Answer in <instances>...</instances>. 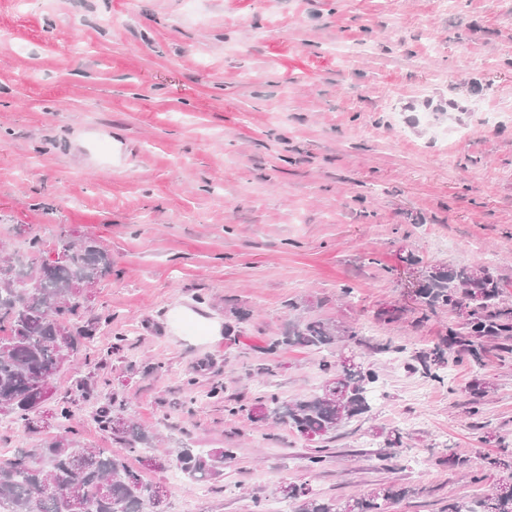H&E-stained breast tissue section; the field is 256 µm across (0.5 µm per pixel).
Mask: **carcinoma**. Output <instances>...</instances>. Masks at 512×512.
<instances>
[{
	"label": "carcinoma",
	"mask_w": 512,
	"mask_h": 512,
	"mask_svg": "<svg viewBox=\"0 0 512 512\" xmlns=\"http://www.w3.org/2000/svg\"><path fill=\"white\" fill-rule=\"evenodd\" d=\"M54 253L55 260L43 261L42 242L33 238L26 255L0 261L11 279L10 285L0 286V329L7 331L0 336V414L14 416L27 430L41 423L38 416L48 400L42 383L56 380L65 356L79 353L82 340L101 325L99 321L77 325L84 304L73 294L72 285L95 286L112 273V256L94 238L73 241L62 233ZM424 279L420 296L428 310L446 307L453 314L469 307L477 295L482 303L470 321L449 328L446 341L421 353L424 374L436 378L448 361L462 363L468 356L477 357L486 342L504 341L501 361L512 356V347L505 344L512 339V307L503 305V285L484 263L443 271L431 267ZM356 336L350 327L307 318L292 324L280 343L331 350ZM322 370L328 377L320 389L290 400L272 394L257 401L256 407L266 412L265 419L284 423L309 441L322 440L370 411L368 385L377 379L372 368L361 361L344 366L326 360ZM73 416L71 405H60L54 415L61 421L59 435L33 454L19 452L0 461V512H165L167 491L162 486L145 480L107 448L78 446L68 426ZM99 418L129 451L152 447L153 436L122 411L104 409ZM232 459L230 448L203 451L183 444L175 458H158L156 467L163 469L174 461L186 478L198 481L219 476ZM487 464L509 475L499 479L480 504L482 512H512V464L500 458H490ZM281 494L297 503L293 512H389L390 504L409 491L380 484L366 495L342 500L325 499L304 485L289 484Z\"/></svg>",
	"instance_id": "obj_1"
}]
</instances>
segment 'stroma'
<instances>
[{"mask_svg":"<svg viewBox=\"0 0 512 512\" xmlns=\"http://www.w3.org/2000/svg\"><path fill=\"white\" fill-rule=\"evenodd\" d=\"M64 230L112 272L55 399L81 446L166 488L165 512H258L291 483L392 484L410 494L390 512H445L490 495L485 457L512 460V361L489 346L426 377L416 356L451 319L415 298L424 266L491 253L512 305V0H0V247ZM391 305L402 319L380 322ZM300 317L358 338L274 347ZM351 352L383 397L311 466L309 441L248 408L318 390ZM99 403L235 459L205 482L147 467Z\"/></svg>","mask_w":512,"mask_h":512,"instance_id":"35a3bbf8","label":"stroma"}]
</instances>
